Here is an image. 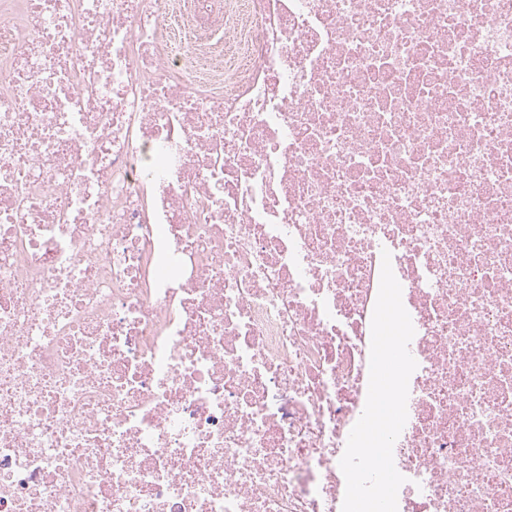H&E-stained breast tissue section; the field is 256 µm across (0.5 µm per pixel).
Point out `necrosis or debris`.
Returning a JSON list of instances; mask_svg holds the SVG:
<instances>
[{"mask_svg": "<svg viewBox=\"0 0 512 512\" xmlns=\"http://www.w3.org/2000/svg\"><path fill=\"white\" fill-rule=\"evenodd\" d=\"M386 251L398 512H512V0H0V512H342Z\"/></svg>", "mask_w": 512, "mask_h": 512, "instance_id": "obj_1", "label": "necrosis or debris"}]
</instances>
